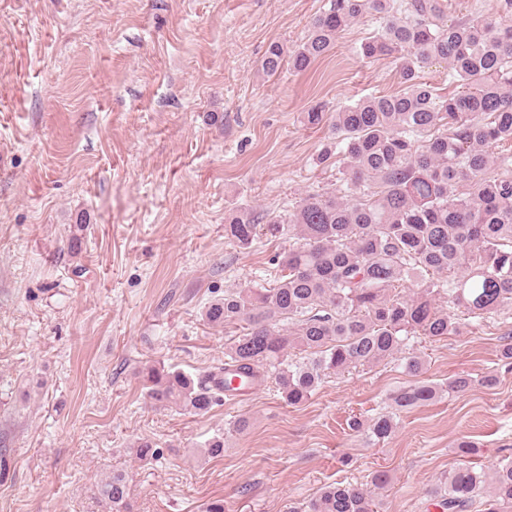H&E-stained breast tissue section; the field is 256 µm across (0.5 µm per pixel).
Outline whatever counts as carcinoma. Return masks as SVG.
<instances>
[{
	"mask_svg": "<svg viewBox=\"0 0 512 512\" xmlns=\"http://www.w3.org/2000/svg\"><path fill=\"white\" fill-rule=\"evenodd\" d=\"M512 0L495 14L445 21L442 0H330L306 40L290 51L273 42L262 71L277 73L288 61L307 70L325 56L354 21L377 26L360 46L365 59L399 62L404 88L362 99L334 115L336 142L317 157L336 160L340 189L307 192L285 218L266 227L240 210L225 220L224 237L250 247L261 231L288 238L270 287L232 289L203 309L212 325L239 326L224 366L195 375L165 364L139 372L150 403L179 405L205 415L224 403L233 380L272 381L291 406L307 401L334 374L379 363L419 336L430 341L458 335L463 319L478 322L512 307ZM448 65L461 91L437 93L420 69ZM508 153L495 157L492 146ZM416 286L413 296L399 291ZM460 311L455 316L440 299ZM422 381L390 396L398 409L436 398ZM374 442L389 438L392 414L364 423ZM159 454L143 438L136 457ZM377 471L371 486L329 485L305 512H375L372 489L386 485ZM95 497L108 512H132L125 474L112 472ZM512 512V459L492 476L463 467L448 473L442 512Z\"/></svg>",
	"mask_w": 512,
	"mask_h": 512,
	"instance_id": "1",
	"label": "carcinoma"
}]
</instances>
